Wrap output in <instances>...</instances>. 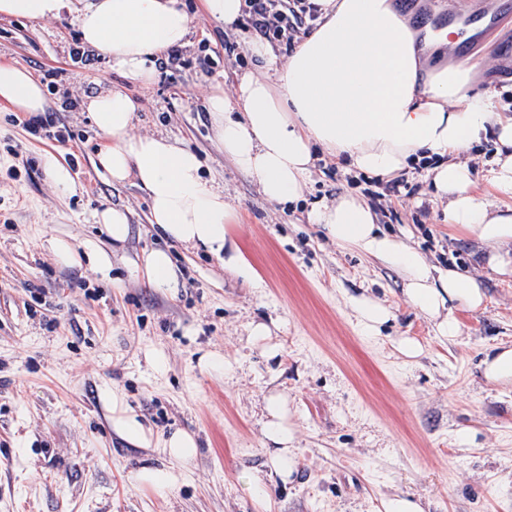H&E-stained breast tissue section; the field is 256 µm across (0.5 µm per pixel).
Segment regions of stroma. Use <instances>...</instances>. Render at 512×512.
Wrapping results in <instances>:
<instances>
[{
	"label": "stroma",
	"mask_w": 512,
	"mask_h": 512,
	"mask_svg": "<svg viewBox=\"0 0 512 512\" xmlns=\"http://www.w3.org/2000/svg\"><path fill=\"white\" fill-rule=\"evenodd\" d=\"M181 4L193 18L189 42L147 88L93 49L76 55L82 39L69 13L0 18V62L38 77L52 119L37 132L26 113L0 107V512H381L394 494L420 499L426 512H512V386L488 382L481 367L497 345H512V280L491 271L472 237L449 236L421 165L376 213L384 232L410 236L431 263L484 288L485 307L459 311L451 342L408 304L396 271L309 221L311 201L350 193L369 203L384 183L318 151L304 200H264L219 149L205 106L218 88L234 97L238 74L256 70L242 36L249 25L227 29L202 0ZM228 41L239 57L225 54ZM471 58L475 88L512 100V69L496 49ZM109 88L136 101L133 134L200 154L259 285L206 250L167 240L148 221L145 193L97 170L103 141L87 103ZM50 154L71 170L74 191L55 186ZM106 202L130 212V236L117 247L93 219ZM53 236L112 249L110 280L60 263L47 245ZM154 249L177 266L176 291L150 287L132 266ZM363 294L393 312L379 335L362 333L352 315L350 299ZM257 323L270 336H252ZM402 336L420 341V356L396 350ZM150 349L163 354L161 366L147 362ZM210 352L223 367L205 363ZM107 386L154 433L194 435L197 453L179 483L134 480L160 452L113 432ZM272 396L286 399L295 425L297 469L287 482L274 475L263 434ZM462 428L474 430L473 446L457 445Z\"/></svg>",
	"instance_id": "stroma-1"
}]
</instances>
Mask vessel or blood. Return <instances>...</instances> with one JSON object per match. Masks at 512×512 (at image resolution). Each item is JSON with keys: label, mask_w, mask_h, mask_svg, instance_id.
Returning <instances> with one entry per match:
<instances>
[{"label": "vessel or blood", "mask_w": 512, "mask_h": 512, "mask_svg": "<svg viewBox=\"0 0 512 512\" xmlns=\"http://www.w3.org/2000/svg\"><path fill=\"white\" fill-rule=\"evenodd\" d=\"M512 18V0H487L466 16L441 14L429 19L424 29L432 34L443 33L450 26L458 27L462 44H477L497 30L504 21Z\"/></svg>", "instance_id": "obj_1"}]
</instances>
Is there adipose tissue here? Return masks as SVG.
<instances>
[{
	"label": "adipose tissue",
	"mask_w": 512,
	"mask_h": 512,
	"mask_svg": "<svg viewBox=\"0 0 512 512\" xmlns=\"http://www.w3.org/2000/svg\"><path fill=\"white\" fill-rule=\"evenodd\" d=\"M321 15L314 30L278 65L268 46L250 44L259 63L239 79L236 99L214 91L207 98L217 142L238 168L252 176L270 202H294L304 194L313 147L346 158L363 173L392 177L409 162L438 157L429 173L443 220L472 236L489 267L512 276V207L499 208L473 191V170L464 155L472 143L494 138L496 152L485 180L512 199V114L500 111L491 93L474 92L468 58L431 68L416 30L394 0H313ZM72 14L84 43L126 78L150 86L156 62L183 47L190 15L176 0H0L1 17L50 19ZM0 101L32 116L45 111L40 82L25 68L0 64ZM134 100L119 89L90 99L89 116L104 140L98 166L113 184L134 181L147 196L150 222L170 240L222 258L244 280L254 278L239 247L227 236L230 205L223 189L204 178L199 156L163 136L130 135ZM338 246L357 250L398 271L407 301L428 317L439 340L461 331L457 310L484 307L486 294L459 270L430 263L400 237L380 232L369 205L353 196L315 204L309 214ZM49 247L61 261L89 260L109 274L112 260L96 241L75 250L62 238ZM112 428L134 446L149 447L152 432L122 395L104 394ZM264 434L281 478L296 469L294 430L279 398H270ZM167 462L144 466L138 483L165 488L178 479L177 465L197 451L194 436L172 432L162 441Z\"/></svg>",
	"instance_id": "adipose-tissue-1"
}]
</instances>
